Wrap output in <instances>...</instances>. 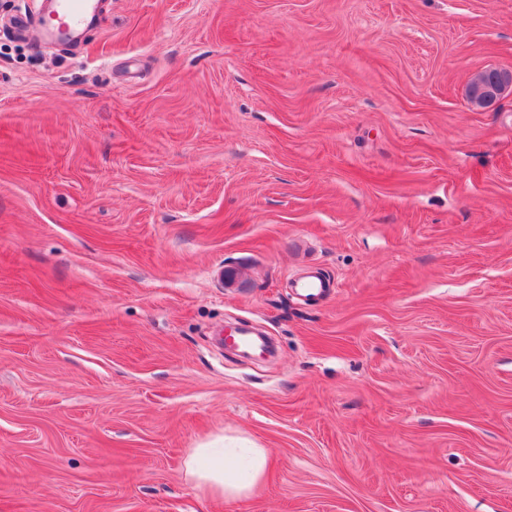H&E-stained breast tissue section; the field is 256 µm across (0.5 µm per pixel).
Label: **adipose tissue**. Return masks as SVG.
Listing matches in <instances>:
<instances>
[{
    "mask_svg": "<svg viewBox=\"0 0 512 512\" xmlns=\"http://www.w3.org/2000/svg\"><path fill=\"white\" fill-rule=\"evenodd\" d=\"M267 465L266 449L219 444L191 449L185 476L198 493L234 502L244 499L262 481Z\"/></svg>",
    "mask_w": 512,
    "mask_h": 512,
    "instance_id": "1",
    "label": "adipose tissue"
}]
</instances>
